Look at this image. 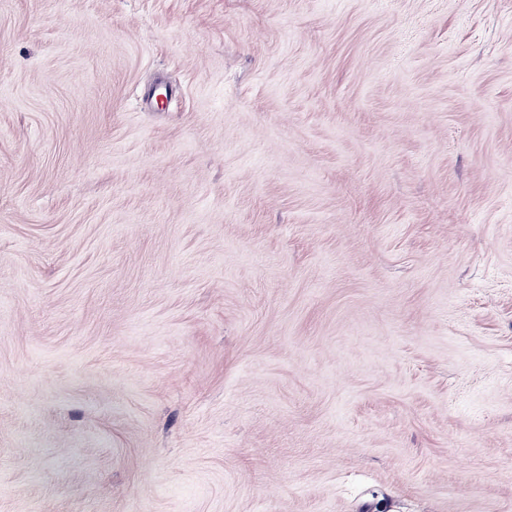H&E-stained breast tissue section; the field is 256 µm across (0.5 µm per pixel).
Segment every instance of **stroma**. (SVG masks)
I'll return each mask as SVG.
<instances>
[{
    "instance_id": "1",
    "label": "stroma",
    "mask_w": 512,
    "mask_h": 512,
    "mask_svg": "<svg viewBox=\"0 0 512 512\" xmlns=\"http://www.w3.org/2000/svg\"><path fill=\"white\" fill-rule=\"evenodd\" d=\"M0 512H512V0H0Z\"/></svg>"
}]
</instances>
